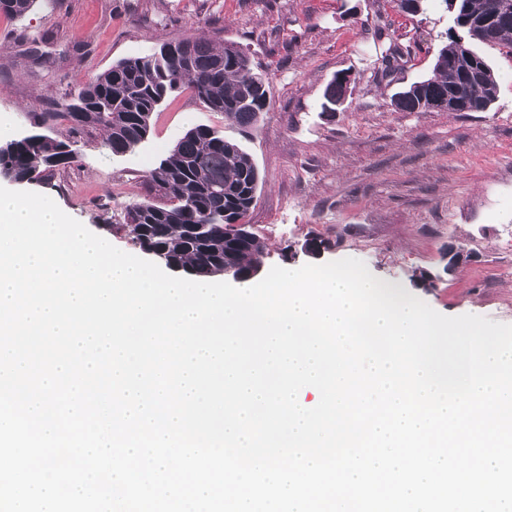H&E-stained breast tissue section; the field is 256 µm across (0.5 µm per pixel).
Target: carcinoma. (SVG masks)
<instances>
[{
    "instance_id": "cac0c4a2",
    "label": "carcinoma",
    "mask_w": 512,
    "mask_h": 512,
    "mask_svg": "<svg viewBox=\"0 0 512 512\" xmlns=\"http://www.w3.org/2000/svg\"><path fill=\"white\" fill-rule=\"evenodd\" d=\"M35 0H0V12L21 17ZM496 0H459L455 23L480 18L493 10ZM388 40L377 75L389 77L409 55V49L391 39L386 28L375 32ZM493 43L512 51V17L502 21ZM175 46L169 57L162 48ZM462 58L457 35L441 47L433 74L401 91L397 109L405 112L448 111V89ZM480 82L468 91V111L485 112L497 95V81L489 64ZM188 86L212 112L224 113V121L248 129L256 125L268 107V88L262 75L252 72L250 59L234 43H215L199 37H180L161 44L151 54L123 59L80 88L65 112H39L33 125L42 127L58 117L69 122L65 139L39 133L0 145V172L16 182H46L77 161L75 135L87 130L105 131V144L114 155L135 149L148 136L153 112L177 89ZM349 81L336 75L326 86L321 109L335 114L346 99ZM156 192L169 198L157 205L144 200L129 206L124 223L107 225L124 233L139 246L156 250L166 266L189 269L196 276L220 277L224 271L249 272L265 254L257 236L242 243L224 240L231 224H245L256 196L260 173L252 157L240 145L207 126H196L148 172ZM192 224L209 225L208 236L188 233Z\"/></svg>"
}]
</instances>
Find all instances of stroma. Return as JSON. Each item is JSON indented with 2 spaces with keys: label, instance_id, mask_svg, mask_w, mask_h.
I'll return each mask as SVG.
<instances>
[{
  "label": "stroma",
  "instance_id": "stroma-1",
  "mask_svg": "<svg viewBox=\"0 0 512 512\" xmlns=\"http://www.w3.org/2000/svg\"><path fill=\"white\" fill-rule=\"evenodd\" d=\"M386 26L411 50L392 81H378ZM453 16L443 0L417 15L390 0H37L24 16L0 13V144L31 128L34 112L64 111L80 86L112 64L154 52L177 36L233 42L268 82L269 108L255 127L228 125L189 88L153 113L148 138L113 155L104 134L78 137L77 163L30 191L51 197L91 231L124 221L153 198L150 168L192 127L236 140L261 175L248 220L266 245L264 269L308 258L305 239L330 241L322 262L363 261L445 316L512 324V54L475 44L498 83L485 112H403L395 93L432 74ZM353 83L336 115L322 112L327 83ZM471 262L431 288L449 243Z\"/></svg>",
  "mask_w": 512,
  "mask_h": 512
}]
</instances>
